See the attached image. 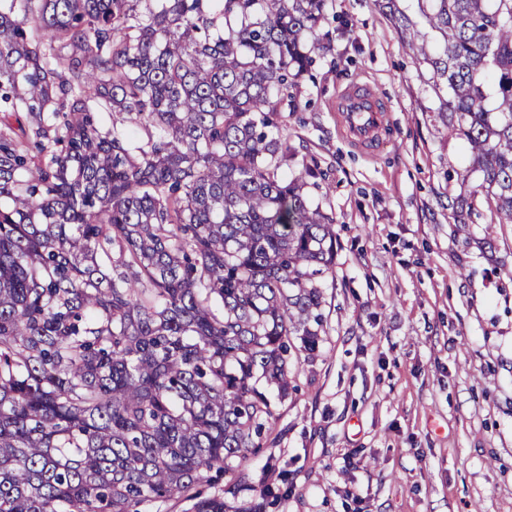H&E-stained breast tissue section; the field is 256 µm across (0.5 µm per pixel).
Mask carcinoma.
I'll list each match as a JSON object with an SVG mask.
<instances>
[{"label": "carcinoma", "instance_id": "obj_1", "mask_svg": "<svg viewBox=\"0 0 512 512\" xmlns=\"http://www.w3.org/2000/svg\"><path fill=\"white\" fill-rule=\"evenodd\" d=\"M396 2L478 176L451 206L512 224V0H417L436 56ZM325 8L0 0V512L288 497L247 469L319 350L336 232L272 128Z\"/></svg>", "mask_w": 512, "mask_h": 512}]
</instances>
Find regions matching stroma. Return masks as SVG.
<instances>
[{
	"mask_svg": "<svg viewBox=\"0 0 512 512\" xmlns=\"http://www.w3.org/2000/svg\"><path fill=\"white\" fill-rule=\"evenodd\" d=\"M320 30L276 126L322 171L309 195L339 248L319 350L291 364L297 390L250 481L269 459L287 473L272 512H512V225L481 196L455 222L468 150L378 0H327ZM356 84L390 106L392 137L373 152L337 110Z\"/></svg>",
	"mask_w": 512,
	"mask_h": 512,
	"instance_id": "stroma-1",
	"label": "stroma"
}]
</instances>
